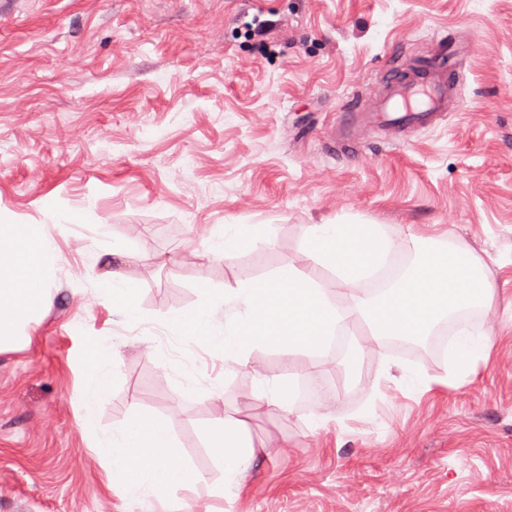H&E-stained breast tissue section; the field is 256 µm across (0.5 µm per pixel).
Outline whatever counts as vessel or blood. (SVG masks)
<instances>
[{
    "label": "vessel or blood",
    "instance_id": "b4317fda",
    "mask_svg": "<svg viewBox=\"0 0 512 512\" xmlns=\"http://www.w3.org/2000/svg\"><path fill=\"white\" fill-rule=\"evenodd\" d=\"M465 52V47L452 42L437 61L410 64L403 79L388 84L362 112V120L397 136L434 125L447 111L449 97L457 93L455 73Z\"/></svg>",
    "mask_w": 512,
    "mask_h": 512
}]
</instances>
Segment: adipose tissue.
Here are the masks:
<instances>
[{
  "label": "adipose tissue",
  "instance_id": "obj_1",
  "mask_svg": "<svg viewBox=\"0 0 512 512\" xmlns=\"http://www.w3.org/2000/svg\"><path fill=\"white\" fill-rule=\"evenodd\" d=\"M0 348L15 342L19 330L49 301L48 273L59 259L55 243L40 224H1ZM116 454L109 457L113 483L149 485L161 495L192 478L190 469L173 462V439L167 420L130 412L115 433ZM210 446L229 472H243L254 456V445L242 424H220L209 432Z\"/></svg>",
  "mask_w": 512,
  "mask_h": 512
}]
</instances>
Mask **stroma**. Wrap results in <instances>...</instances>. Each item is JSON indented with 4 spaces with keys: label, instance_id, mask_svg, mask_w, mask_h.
<instances>
[{
    "label": "stroma",
    "instance_id": "1",
    "mask_svg": "<svg viewBox=\"0 0 512 512\" xmlns=\"http://www.w3.org/2000/svg\"><path fill=\"white\" fill-rule=\"evenodd\" d=\"M259 14L266 36H241ZM445 36L478 49L442 120L341 132L351 96L436 59ZM342 221L397 245L366 301L423 247L481 259L488 360L456 371L426 337L359 356L370 327L351 315L325 349L237 361L172 327L242 270L308 269L307 228ZM1 224L44 225L60 259L28 341L0 350V512H512V0H0ZM235 224L262 243L216 253ZM115 271L138 318L102 295ZM243 312L228 294L223 320ZM94 342L117 363L88 407ZM263 375L290 402L251 412L255 456L232 478L207 431ZM134 409L169 421L200 481L113 486L100 453Z\"/></svg>",
    "mask_w": 512,
    "mask_h": 512
}]
</instances>
